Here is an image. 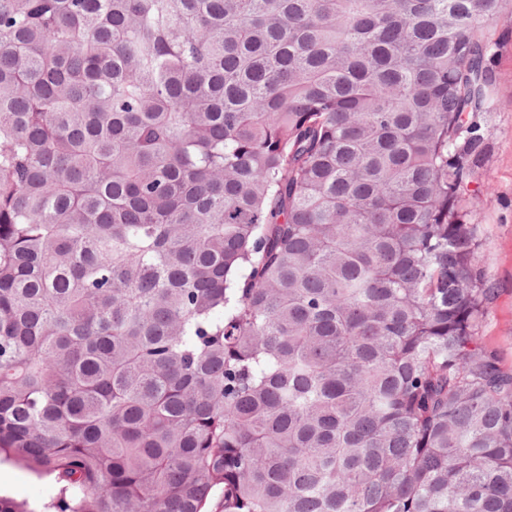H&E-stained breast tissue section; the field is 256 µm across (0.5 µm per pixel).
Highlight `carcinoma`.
I'll list each match as a JSON object with an SVG mask.
<instances>
[{
	"label": "carcinoma",
	"instance_id": "carcinoma-1",
	"mask_svg": "<svg viewBox=\"0 0 512 512\" xmlns=\"http://www.w3.org/2000/svg\"><path fill=\"white\" fill-rule=\"evenodd\" d=\"M512 0H0V456L64 512H512L463 204Z\"/></svg>",
	"mask_w": 512,
	"mask_h": 512
}]
</instances>
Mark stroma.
<instances>
[{"mask_svg": "<svg viewBox=\"0 0 512 512\" xmlns=\"http://www.w3.org/2000/svg\"><path fill=\"white\" fill-rule=\"evenodd\" d=\"M485 41L493 100L478 118L480 154L471 170L472 194L465 207L477 226L480 267L494 290L479 334L500 367L512 372V9L491 23ZM0 495L35 512L58 504L61 497L54 477L5 459L0 461Z\"/></svg>", "mask_w": 512, "mask_h": 512, "instance_id": "35a3bbf8", "label": "stroma"}]
</instances>
